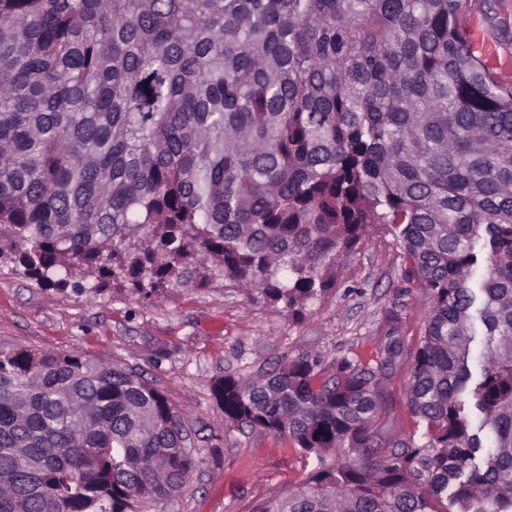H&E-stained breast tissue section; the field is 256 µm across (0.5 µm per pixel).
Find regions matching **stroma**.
Returning a JSON list of instances; mask_svg holds the SVG:
<instances>
[{"label": "stroma", "mask_w": 512, "mask_h": 512, "mask_svg": "<svg viewBox=\"0 0 512 512\" xmlns=\"http://www.w3.org/2000/svg\"><path fill=\"white\" fill-rule=\"evenodd\" d=\"M467 27L495 76L512 82V0H472ZM404 258L375 230L339 267L337 284L296 318L257 294L225 287L168 289L155 302L123 290L97 295L38 286L0 266V350H51L132 371L186 414L197 460L188 488L163 512H251L295 486L312 460L289 437L230 429L212 389L227 374H256L303 354L322 368L342 357L372 359L388 311L401 310L405 346L416 348L425 313L403 278Z\"/></svg>", "instance_id": "35a3bbf8"}]
</instances>
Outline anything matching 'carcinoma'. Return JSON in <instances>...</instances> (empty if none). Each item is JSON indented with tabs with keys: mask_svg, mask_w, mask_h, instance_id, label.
I'll return each instance as SVG.
<instances>
[{
	"mask_svg": "<svg viewBox=\"0 0 512 512\" xmlns=\"http://www.w3.org/2000/svg\"><path fill=\"white\" fill-rule=\"evenodd\" d=\"M470 0H0V264L43 287L256 292L292 316L381 226L416 351L213 385L314 461L253 512H512V84ZM414 423L386 433L388 384ZM139 376L0 350V512H141L196 467Z\"/></svg>",
	"mask_w": 512,
	"mask_h": 512,
	"instance_id": "cac0c4a2",
	"label": "carcinoma"
}]
</instances>
